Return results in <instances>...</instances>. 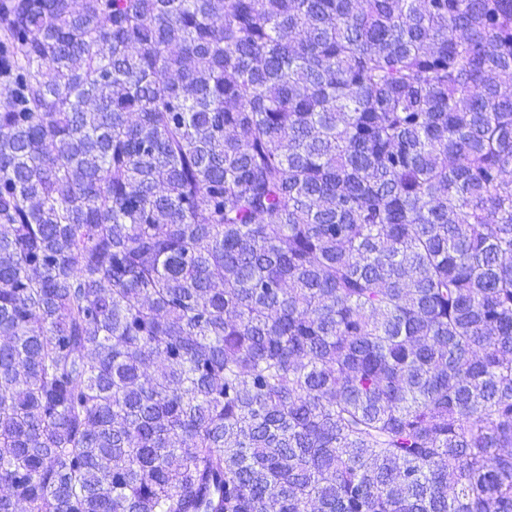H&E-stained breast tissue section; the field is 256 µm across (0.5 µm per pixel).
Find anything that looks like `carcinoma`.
<instances>
[{
  "mask_svg": "<svg viewBox=\"0 0 512 512\" xmlns=\"http://www.w3.org/2000/svg\"><path fill=\"white\" fill-rule=\"evenodd\" d=\"M512 0H0V512H512Z\"/></svg>",
  "mask_w": 512,
  "mask_h": 512,
  "instance_id": "obj_1",
  "label": "carcinoma"
}]
</instances>
